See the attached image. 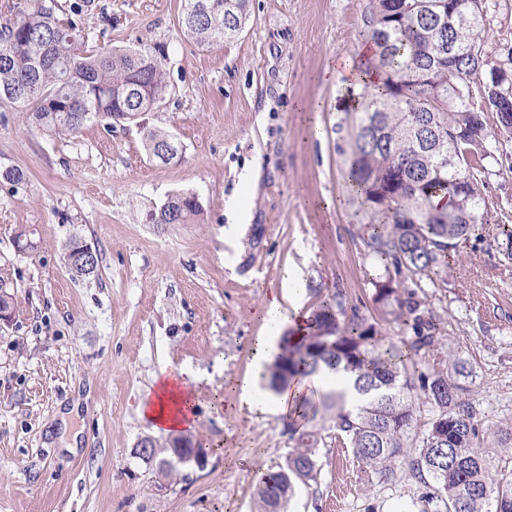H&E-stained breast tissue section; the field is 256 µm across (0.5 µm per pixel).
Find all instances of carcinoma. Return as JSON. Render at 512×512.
<instances>
[{
    "mask_svg": "<svg viewBox=\"0 0 512 512\" xmlns=\"http://www.w3.org/2000/svg\"><path fill=\"white\" fill-rule=\"evenodd\" d=\"M182 0V35L203 47L242 31L250 0H223L219 21L192 25ZM91 0H75L69 17L59 5L32 0L31 7L0 22V103L31 106L32 121L48 132H79L97 120L112 126L120 112H150L169 95L164 58L148 50L99 49L81 54L70 41L82 33ZM483 0H368L364 18L372 49L365 83L353 115L354 139L347 182L364 213L359 237L383 264L372 281L384 319L410 337L386 342L385 329L357 311L338 292L313 313L299 341L287 339L269 369L279 392L295 377L324 369L353 379L359 395L346 406L334 390L322 404L338 438L353 456L383 477L400 468L428 488L422 512H512V480L490 477L496 456L512 458V424L485 430L466 398L472 364L460 356L447 368L421 369L422 356L442 348L447 322L430 306L450 253L484 238L488 211L482 175L490 161L512 157V43L485 49ZM502 139L490 140L487 100ZM0 181L26 182L18 167L0 169ZM183 223L200 207L180 194ZM493 246L512 264V226L497 225ZM310 405L295 402L293 449L284 465L261 476L254 491L260 512H284L294 483L319 476L321 430L311 424Z\"/></svg>",
    "mask_w": 512,
    "mask_h": 512,
    "instance_id": "1",
    "label": "carcinoma"
}]
</instances>
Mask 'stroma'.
<instances>
[{"label": "stroma", "mask_w": 512, "mask_h": 512, "mask_svg": "<svg viewBox=\"0 0 512 512\" xmlns=\"http://www.w3.org/2000/svg\"><path fill=\"white\" fill-rule=\"evenodd\" d=\"M368 0H252L233 40L199 47L178 31L181 0H93L81 49L143 48L164 56L170 94L140 124L39 130L27 109L0 104V512H256L253 490L292 449L287 415L210 404L225 379L260 378L266 288L287 273L307 283L305 312L343 291L375 315L371 284L383 265L365 250L346 184ZM182 146L150 160L142 128ZM258 165L255 183L243 181ZM192 193L190 224L150 221L168 195ZM491 224L512 225V166L490 165ZM25 234L33 250L19 252ZM99 255L73 276L67 246ZM469 241L448 282L429 288L448 320L440 367L462 351L476 375L470 402L483 425L512 424V267ZM201 377L189 435L216 445L204 466L169 475L135 453L154 436L138 412L156 377ZM76 409L71 425L60 413ZM316 483L297 485L288 512H421L422 484L383 479L323 432ZM350 490L337 495L339 485Z\"/></svg>", "instance_id": "stroma-1"}]
</instances>
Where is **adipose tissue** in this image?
I'll return each mask as SVG.
<instances>
[{
    "label": "adipose tissue",
    "instance_id": "1",
    "mask_svg": "<svg viewBox=\"0 0 512 512\" xmlns=\"http://www.w3.org/2000/svg\"><path fill=\"white\" fill-rule=\"evenodd\" d=\"M305 295L306 283L295 274L289 275L280 290L268 295L264 304L266 332L258 339L259 350L267 353L275 346L284 318L283 300L299 302ZM198 382V377L186 370L162 373L139 405L141 418L160 433L188 432L196 422Z\"/></svg>",
    "mask_w": 512,
    "mask_h": 512
}]
</instances>
